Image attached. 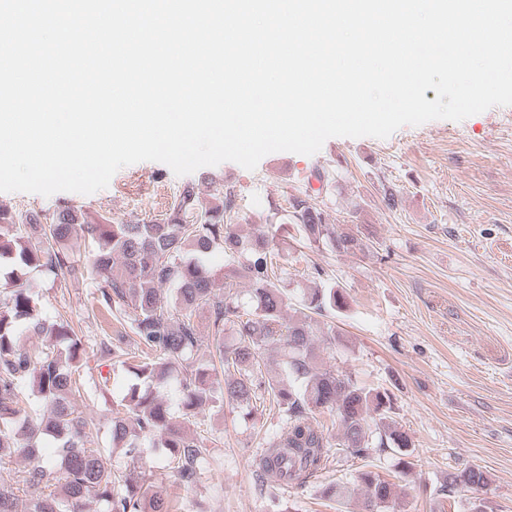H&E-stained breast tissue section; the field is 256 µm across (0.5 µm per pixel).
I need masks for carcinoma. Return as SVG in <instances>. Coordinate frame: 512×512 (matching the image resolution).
Segmentation results:
<instances>
[{
    "mask_svg": "<svg viewBox=\"0 0 512 512\" xmlns=\"http://www.w3.org/2000/svg\"><path fill=\"white\" fill-rule=\"evenodd\" d=\"M233 204L231 190L207 206L186 185L173 196L160 222L114 224L103 217L87 224L79 209L65 207L46 224L36 212L18 224L0 210V512H17L20 490L31 497L33 512H83L89 497L104 502L106 512H145L146 501L150 512H170L141 467L116 474L102 452L91 447L93 419L75 404L83 391L81 339L68 322L41 317L27 286L32 271L53 278L66 274L75 281L94 275L105 283L103 308L133 310L134 342L150 356L134 363L117 344L103 352L134 379L123 397L127 412L112 413L110 425L112 447L124 449L132 460L146 446L161 448L172 475L192 485L208 449L187 435L185 423L220 398L247 407L262 399L285 415L284 426L257 464L258 479L270 488L305 484L327 468L335 450L365 458L374 448H393L397 465L410 468L412 440L389 416L390 394L367 389L352 375L318 362L314 315L345 308V290L334 285L310 288L299 307L287 314L291 302L281 286L279 254L268 235L237 233L231 224ZM291 208L308 243L334 252L363 249L354 235L324 222L319 204L297 197ZM77 228L96 246L88 263L71 258L66 250ZM218 245L224 249L222 273L209 263ZM242 280L250 288L244 312L239 311L236 292ZM203 308L211 310L213 340L208 359L200 361L196 317ZM23 330L44 337L40 350L30 352L19 345ZM228 332L235 336L231 343L224 339ZM272 348L283 353V368L276 376L264 371L263 352ZM171 378L181 388L180 421L153 389ZM26 383L49 407L46 415L35 417L20 405ZM325 411L337 417L335 444L311 423L313 414ZM44 436L55 441L53 458L39 455ZM17 451L33 461L30 468L6 467ZM355 482L363 512H388L394 506L395 485L377 473L359 470ZM489 483L485 471L470 466L449 474L446 488L477 490Z\"/></svg>",
    "mask_w": 512,
    "mask_h": 512,
    "instance_id": "carcinoma-1",
    "label": "carcinoma"
}]
</instances>
